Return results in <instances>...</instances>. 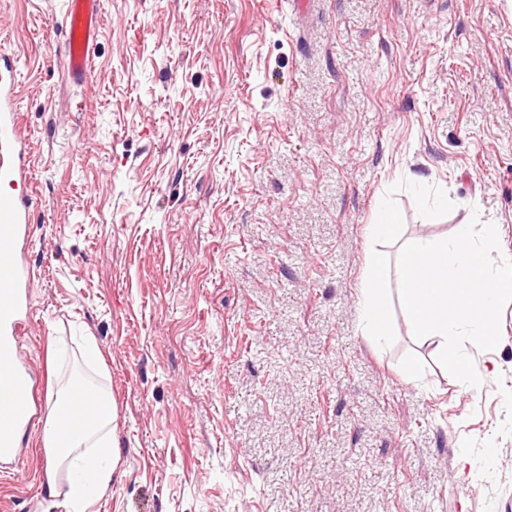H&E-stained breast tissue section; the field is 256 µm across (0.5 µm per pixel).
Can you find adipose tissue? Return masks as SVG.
Masks as SVG:
<instances>
[{"mask_svg": "<svg viewBox=\"0 0 512 512\" xmlns=\"http://www.w3.org/2000/svg\"><path fill=\"white\" fill-rule=\"evenodd\" d=\"M387 276L382 255H373L366 267L359 296V325L363 336L376 345L392 338L388 316L390 303L384 288ZM95 407V422L85 430L67 431V421L84 403ZM112 394L88 386L84 393L72 388L58 391L46 419L43 441L46 448L45 473L48 488H55L59 470H66L68 512H90L95 500L109 489L112 457Z\"/></svg>", "mask_w": 512, "mask_h": 512, "instance_id": "adipose-tissue-1", "label": "adipose tissue"}]
</instances>
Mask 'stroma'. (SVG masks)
<instances>
[{
	"label": "stroma",
	"instance_id": "stroma-1",
	"mask_svg": "<svg viewBox=\"0 0 512 512\" xmlns=\"http://www.w3.org/2000/svg\"><path fill=\"white\" fill-rule=\"evenodd\" d=\"M64 13L0 0L34 188L17 343L42 374L12 512H66L43 428L79 381L115 407L93 512H512V305L469 394L399 307L381 347L358 308L372 253L396 296L404 240L471 215L512 254V0H103L85 88ZM378 217L374 224H368V235L375 241H390L399 236L400 224L398 214L390 208L380 205Z\"/></svg>",
	"mask_w": 512,
	"mask_h": 512
}]
</instances>
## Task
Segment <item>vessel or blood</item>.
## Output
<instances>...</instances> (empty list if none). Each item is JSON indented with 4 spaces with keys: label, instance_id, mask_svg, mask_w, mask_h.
I'll return each mask as SVG.
<instances>
[{
    "label": "vessel or blood",
    "instance_id": "1",
    "mask_svg": "<svg viewBox=\"0 0 512 512\" xmlns=\"http://www.w3.org/2000/svg\"><path fill=\"white\" fill-rule=\"evenodd\" d=\"M103 21L102 0H67L60 50L69 80L87 86ZM16 59L0 54V184L29 185L28 143L18 109ZM28 193L0 194V458L18 453L19 435L31 421L36 372L23 366L15 342L31 281L19 252L30 221Z\"/></svg>",
    "mask_w": 512,
    "mask_h": 512
}]
</instances>
